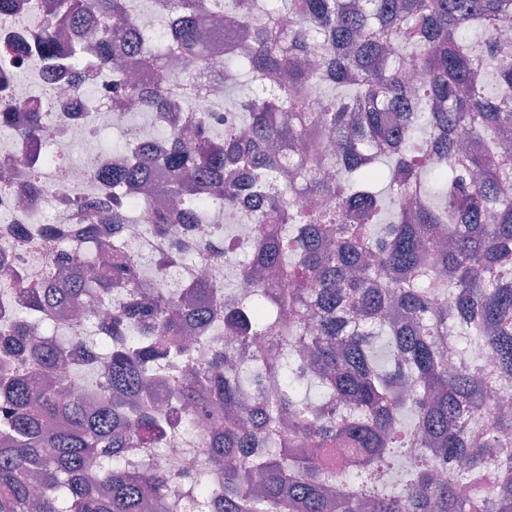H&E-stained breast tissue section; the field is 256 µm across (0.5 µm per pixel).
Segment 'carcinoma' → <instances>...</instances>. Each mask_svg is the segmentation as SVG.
<instances>
[{
    "instance_id": "carcinoma-1",
    "label": "carcinoma",
    "mask_w": 512,
    "mask_h": 512,
    "mask_svg": "<svg viewBox=\"0 0 512 512\" xmlns=\"http://www.w3.org/2000/svg\"><path fill=\"white\" fill-rule=\"evenodd\" d=\"M182 17L141 36L140 78L128 79L111 54L110 19L129 20L141 0H53L39 10L35 45L47 68L85 84L102 72L62 40L86 23L112 58L105 82L115 100L149 99L173 113L166 165L174 181L160 195H193L198 211L158 209L142 231L162 237L175 222L213 235L198 212L222 203L237 220L244 195L260 204L251 257L239 277L256 293L242 301L209 284L114 306L98 332L72 350L101 361L99 383L76 397L59 383L64 350L30 339V321L110 297L138 280L119 241L111 268L77 272L55 255L61 276L23 288L24 310L0 335V512H28L39 480L43 512H142L146 494L166 512H512V417L492 412L487 394L512 383V0H170ZM224 16L225 90L247 71L259 91L235 118L209 126L191 97L210 60L201 19ZM187 60L184 75L146 51L156 39ZM425 76L410 88L405 60ZM41 98L29 107L27 136L43 133ZM137 164L99 179L112 200V224L136 206L126 187L153 176V138L125 131ZM336 142V179L323 177L324 139ZM467 138L483 151L460 148ZM284 147L298 155L251 143ZM32 200L42 168L28 167ZM76 238L97 239L86 201ZM268 224H282L273 234ZM451 304H436L445 294ZM188 321L217 326L234 347L207 362L183 340ZM387 337L384 361L376 339ZM477 344L485 364L448 352ZM162 393L170 411L148 399ZM209 427L196 478L140 470L131 448ZM351 449L347 491L316 464L325 448ZM474 495L459 497L457 478ZM180 485L190 504L168 500Z\"/></svg>"
}]
</instances>
